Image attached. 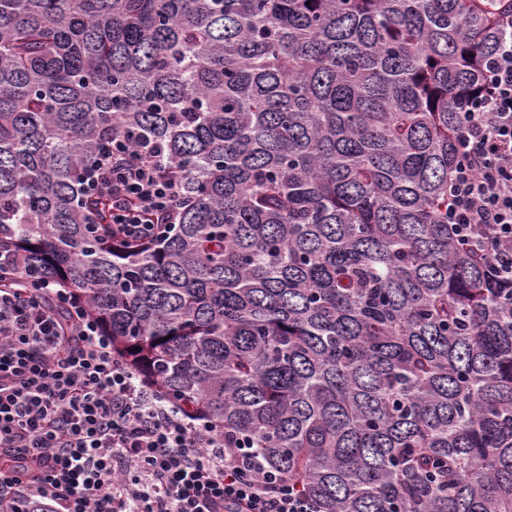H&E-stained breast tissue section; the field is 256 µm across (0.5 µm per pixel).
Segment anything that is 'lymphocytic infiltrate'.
<instances>
[{"mask_svg":"<svg viewBox=\"0 0 512 512\" xmlns=\"http://www.w3.org/2000/svg\"><path fill=\"white\" fill-rule=\"evenodd\" d=\"M468 102L462 159L448 180V222L512 288V43L487 60ZM81 188L111 201L124 238L168 233L181 199L162 152L108 140ZM317 512L245 439L184 413L112 351L84 302L29 280L0 251V512Z\"/></svg>","mask_w":512,"mask_h":512,"instance_id":"1","label":"lymphocytic infiltrate"}]
</instances>
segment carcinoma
<instances>
[{
	"mask_svg": "<svg viewBox=\"0 0 512 512\" xmlns=\"http://www.w3.org/2000/svg\"><path fill=\"white\" fill-rule=\"evenodd\" d=\"M512 0H0V249L319 512H512V289L448 224ZM179 224H87L102 145ZM126 135L114 136L81 181L86 195L110 198L112 232L123 238L157 240L176 222L179 183L166 173L162 151L131 150Z\"/></svg>",
	"mask_w": 512,
	"mask_h": 512,
	"instance_id": "cac0c4a2",
	"label": "carcinoma"
}]
</instances>
